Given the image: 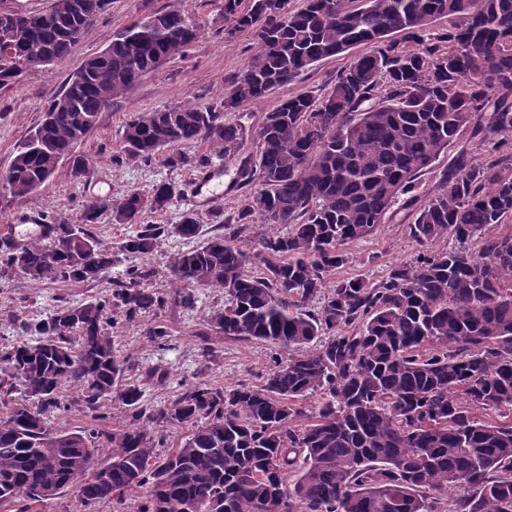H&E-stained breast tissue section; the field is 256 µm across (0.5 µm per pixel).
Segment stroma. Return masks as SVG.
I'll return each mask as SVG.
<instances>
[{
  "label": "stroma",
  "instance_id": "stroma-1",
  "mask_svg": "<svg viewBox=\"0 0 512 512\" xmlns=\"http://www.w3.org/2000/svg\"><path fill=\"white\" fill-rule=\"evenodd\" d=\"M173 2L112 0L94 26L73 45L66 59L50 69L27 72L20 83L1 87L0 172L10 166L18 144L40 122L44 109L73 72L89 58L100 54L114 33L165 10ZM181 2L202 26V34L189 56L173 59L146 75L101 112L96 128L77 148L78 153L89 157L94 164V174L89 181H73L68 165L63 164L45 186L28 195L16 196L0 188V232L13 223L17 213L29 208L41 209L47 218L73 223L82 205L90 200L109 197L116 201L128 190L147 191L162 181L175 184L182 194L174 198L166 211L145 214L143 223L175 224L182 211L192 207L190 190L197 176L193 169L170 167L161 154L146 164L129 161L119 165L112 161V154L121 141L122 127L132 113L192 103L219 104L231 93L252 53L250 33L225 37L224 0ZM350 60L347 54L322 60L299 80L276 87L266 97L225 113V122L240 124L246 131L242 154L253 152L252 135L266 112L300 93L329 91L337 74ZM413 219V211L397 210L393 218L372 235L344 245L348 261L336 269L335 279L358 277L374 284L381 281L391 267L413 261L419 251L409 235ZM183 246V241L171 238L147 255L116 254L111 269L94 283L0 280V347L15 341V318L38 320L58 305H76L110 293L113 281L120 279L132 265L153 270L152 288L169 291V256ZM196 295L197 306L190 311L172 304L133 320L121 314L114 317L111 331L118 353L135 362L132 377L143 391L145 405L154 408L168 405L186 385L194 382H207L218 388L240 382L255 383L272 363L275 351L270 345L228 339L209 326L211 309L224 302L222 292L200 288ZM148 323L162 325L167 330L163 345L151 343L144 336L143 327ZM208 348L215 353L209 362L204 359Z\"/></svg>",
  "mask_w": 512,
  "mask_h": 512
}]
</instances>
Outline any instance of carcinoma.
Segmentation results:
<instances>
[{
    "label": "carcinoma",
    "instance_id": "obj_1",
    "mask_svg": "<svg viewBox=\"0 0 512 512\" xmlns=\"http://www.w3.org/2000/svg\"><path fill=\"white\" fill-rule=\"evenodd\" d=\"M52 0L44 12L0 15V86L18 83V58L64 60L93 23ZM224 0L228 38L249 31L254 51L220 107L189 104L136 112L112 161L148 162L172 148L168 164L201 171L238 157L242 126L224 112L295 81L321 60L355 47L325 94H298L264 115L255 150L240 158L237 215L211 211L206 231L188 208L177 224H140L120 245L148 254L162 239L196 243L170 257L173 294L149 286L153 271L130 268L112 296L62 305L20 321L0 349V512H38L67 489L81 505L138 502L137 512H512V235L489 234L512 219V155L460 151L422 205L416 180L464 132L481 148L512 138V0ZM112 35L88 60L68 105H49L20 144L0 184L17 196L54 175L89 177L78 144L96 127L103 100L123 96L183 57L201 25L174 4ZM451 20L431 36L430 26ZM402 35L397 40L395 35ZM200 142L209 155L176 148ZM181 190L160 183L117 201V224H139ZM415 210L409 234L421 247L446 238L458 247L422 252L380 282H329L348 257L341 246L371 235L395 206ZM110 199L83 206L79 223L48 224L24 242L0 235V278L99 280L112 248L91 232ZM286 226L252 256L245 226ZM195 288L224 293L209 325L227 338L288 353L257 385L197 382L163 408L142 403L109 330L112 307L133 320L169 303L196 306ZM324 297L312 311L310 302ZM73 388L95 418L112 403L126 424L112 430H52ZM318 394L312 415L297 407ZM186 425L174 447L144 427ZM107 459L97 461L101 448Z\"/></svg>",
    "mask_w": 512,
    "mask_h": 512
}]
</instances>
